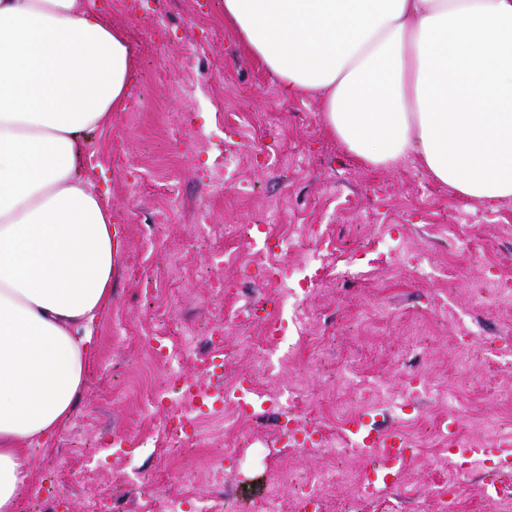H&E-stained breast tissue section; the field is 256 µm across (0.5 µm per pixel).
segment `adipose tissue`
Segmentation results:
<instances>
[{
	"label": "adipose tissue",
	"mask_w": 512,
	"mask_h": 512,
	"mask_svg": "<svg viewBox=\"0 0 512 512\" xmlns=\"http://www.w3.org/2000/svg\"><path fill=\"white\" fill-rule=\"evenodd\" d=\"M224 19L366 164L414 156L469 203L512 198V0H224ZM134 67L83 0H0V512L73 411L112 302V209L77 145Z\"/></svg>",
	"instance_id": "1"
}]
</instances>
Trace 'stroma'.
I'll use <instances>...</instances> for the list:
<instances>
[{
	"label": "stroma",
	"instance_id": "1",
	"mask_svg": "<svg viewBox=\"0 0 512 512\" xmlns=\"http://www.w3.org/2000/svg\"><path fill=\"white\" fill-rule=\"evenodd\" d=\"M88 4L104 23L125 31L136 64L125 109L82 140L81 171L108 200L126 237L76 407L55 436L29 449L32 476L53 474L64 487L59 512H91L104 497H129L146 455L99 480L97 436L130 435L147 423L143 408L156 372L143 336L175 340L203 322L226 326L229 377L255 372L270 388L286 381L306 399H331L339 407L374 387L398 397L404 364L412 362L431 385L420 408L425 447L435 443L431 425L452 409L512 430V411L498 402L502 390H512V347L503 350L506 366L495 367L457 343L461 336L497 339L512 329V314L470 293L477 269L512 276V198L470 204L414 157L389 166L361 162L327 134L319 99L283 94L278 78L225 23L224 0H153L146 11L133 0ZM229 224L271 225L275 257L292 263L306 255L298 245L303 226L334 225L337 251L323 259L330 280L304 302L322 338L312 371L260 370L245 344L257 333L244 322L247 312L268 291L232 283L223 260L229 255L245 264L265 241L225 236ZM397 224L404 235H395ZM360 249L390 258L357 277L347 272L345 256ZM410 249L423 253L436 274L413 268L405 256ZM342 364L355 392L339 382ZM203 435L215 452L247 449L248 481L236 496H264L278 471H290L292 480L279 487L284 510L307 474L326 462L320 448L284 457L268 422L231 435L207 427ZM199 463L193 447L169 457L167 467H184L189 479L162 484L161 496L190 489L208 496L213 485L197 473ZM77 468L85 478L73 477ZM443 482L456 486L470 512H493L490 492L512 487V475L489 474L479 462L461 472L426 458L384 489L368 512H436L432 492Z\"/></svg>",
	"mask_w": 512,
	"mask_h": 512
}]
</instances>
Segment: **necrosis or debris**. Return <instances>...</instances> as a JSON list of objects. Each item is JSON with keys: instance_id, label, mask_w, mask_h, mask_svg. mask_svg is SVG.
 I'll use <instances>...</instances> for the list:
<instances>
[{"instance_id": "1", "label": "necrosis or debris", "mask_w": 512, "mask_h": 512, "mask_svg": "<svg viewBox=\"0 0 512 512\" xmlns=\"http://www.w3.org/2000/svg\"><path fill=\"white\" fill-rule=\"evenodd\" d=\"M312 243L303 268L281 260L237 271L240 279L277 286L270 304L254 305L249 314L262 329L259 343L266 357L288 369L306 362L304 352L311 339L304 328L303 301L311 289L326 282L321 256L336 249L333 226L320 225L313 232ZM146 342L161 373L147 402L152 426L139 441L151 444L157 462H164L174 449L196 443L203 418H211L218 430L226 431L252 423L271 409L277 414V440L283 451L300 455L313 448H333L329 433L308 422L296 393L265 391L253 375L225 381L222 328L205 325L195 342L174 344L154 335L147 336ZM184 361L193 364V374L180 370ZM339 483L351 485L358 512H363L378 492L370 474L323 473L314 477L308 491L298 495L291 505L293 512H324L327 489Z\"/></svg>"}]
</instances>
